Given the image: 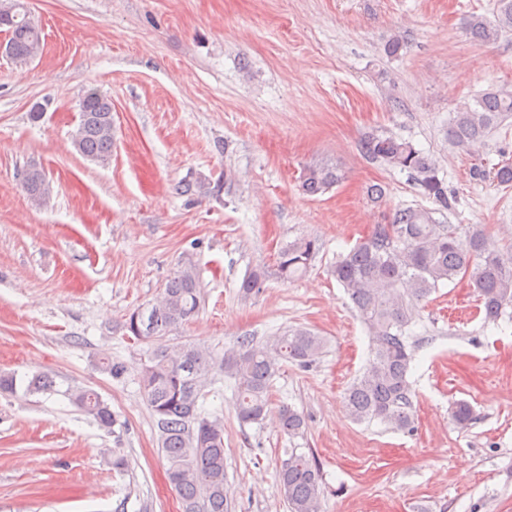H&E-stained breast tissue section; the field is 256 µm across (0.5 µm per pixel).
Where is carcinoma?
I'll return each instance as SVG.
<instances>
[{"label":"carcinoma","mask_w":512,"mask_h":512,"mask_svg":"<svg viewBox=\"0 0 512 512\" xmlns=\"http://www.w3.org/2000/svg\"><path fill=\"white\" fill-rule=\"evenodd\" d=\"M9 33L7 47L17 59L38 53L40 28L19 4L12 16H0ZM512 30V0H496L494 19L473 15L468 21L472 39L494 42ZM80 113L92 116L78 123L71 140L83 157L100 166L112 160L111 99L95 88L85 91ZM512 118V90L490 87L453 112L448 141L463 152L481 146L488 135ZM361 151L369 160L410 174L421 193L441 209L451 207L448 185L439 177L435 161L402 138L387 132L364 137ZM343 180L339 169L328 165L305 168L301 188L317 195ZM21 186L33 203L50 191L41 168L29 172ZM434 211L420 206L395 209L383 224L373 225L348 252L336 256L330 275L344 288L365 326L371 358L364 372L344 395L347 415L355 422L379 421L398 430L415 429L412 387L409 381L413 354L406 343L416 308L445 283L464 279L477 294L484 321L495 323L512 310V252L501 249L484 224L459 227L441 224ZM322 244L304 236L285 244L277 253V270L284 281L302 277ZM265 271L254 269L242 280L241 298L260 291ZM201 287L194 264L180 266L153 303L133 310L125 322L127 336L155 346L138 378L153 415L158 443L167 463V479L176 493L180 512H227L224 493V419L206 412L200 400L214 383V373L235 380L237 417L242 424L263 421L270 411L273 377L283 361L300 368L316 362L325 347L323 337L294 328L259 343L243 337L238 345L216 354L184 343L166 345V337L192 319L201 308ZM79 410L111 431L117 418L110 404L91 389L68 393ZM457 424L474 418L472 406L458 400L452 406ZM281 431L290 438L304 434L305 417L287 404L280 406ZM322 476L314 457L292 448L277 472V487L290 512H321Z\"/></svg>","instance_id":"cac0c4a2"}]
</instances>
